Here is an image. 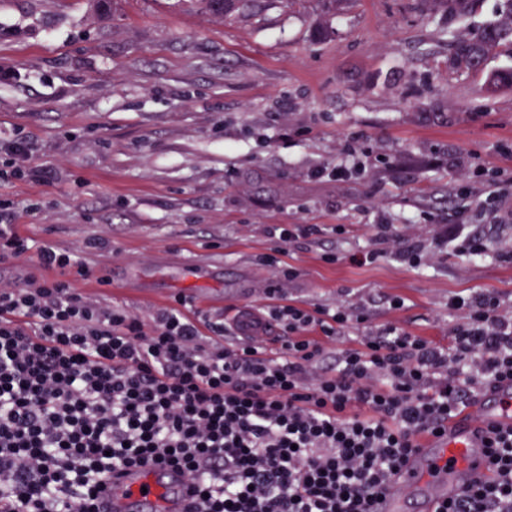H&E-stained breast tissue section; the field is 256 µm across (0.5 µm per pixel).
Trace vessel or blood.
Masks as SVG:
<instances>
[{"mask_svg": "<svg viewBox=\"0 0 512 512\" xmlns=\"http://www.w3.org/2000/svg\"><path fill=\"white\" fill-rule=\"evenodd\" d=\"M232 332L245 340L269 336L273 324L252 307L232 315ZM512 427V388L483 396L462 419L454 420L446 437L428 439L391 479L377 512H434L486 473L488 428ZM112 512H189L194 501L182 475L170 468L126 469L112 478L106 491Z\"/></svg>", "mask_w": 512, "mask_h": 512, "instance_id": "b4317fda", "label": "vessel or blood"}]
</instances>
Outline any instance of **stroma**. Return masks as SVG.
Returning <instances> with one entry per match:
<instances>
[{
	"label": "stroma",
	"mask_w": 512,
	"mask_h": 512,
	"mask_svg": "<svg viewBox=\"0 0 512 512\" xmlns=\"http://www.w3.org/2000/svg\"><path fill=\"white\" fill-rule=\"evenodd\" d=\"M501 8L246 0L221 19L178 0H112L105 14L94 0H0V129L33 139L35 164L52 172L0 181V200L14 203L20 234L78 253L87 297L146 324L180 295L186 315L214 321L243 304L266 309L291 267L288 301L360 306L373 326L447 342L449 297L488 289L512 301V264L352 257L373 248L379 210L400 232L466 224L512 245V223L474 221L456 192L462 160L512 194V88L485 86L512 67V48L490 50L477 72L448 69L451 43ZM345 146L366 172L310 176ZM277 224L347 231L283 244L269 233Z\"/></svg>",
	"instance_id": "obj_1"
}]
</instances>
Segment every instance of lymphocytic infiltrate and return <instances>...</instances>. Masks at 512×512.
I'll list each match as a JSON object with an SVG mask.
<instances>
[{"label":"lymphocytic infiltrate","mask_w":512,"mask_h":512,"mask_svg":"<svg viewBox=\"0 0 512 512\" xmlns=\"http://www.w3.org/2000/svg\"><path fill=\"white\" fill-rule=\"evenodd\" d=\"M28 137L0 136V180L40 182ZM0 202V266L43 269L0 284V512H109L101 488L117 470L176 466L197 490L191 512H374L415 448L443 435L478 396L512 384V310L477 290L449 300L448 346L404 328H372L358 309L268 306L281 347L224 344V326L183 309L151 324L100 308L75 283L90 269L73 251L33 245ZM373 249L428 264L421 242L386 220ZM451 251L472 262L511 251L454 224ZM358 326V346L323 339ZM485 479L437 512H512V429L486 439Z\"/></svg>","instance_id":"obj_1"}]
</instances>
